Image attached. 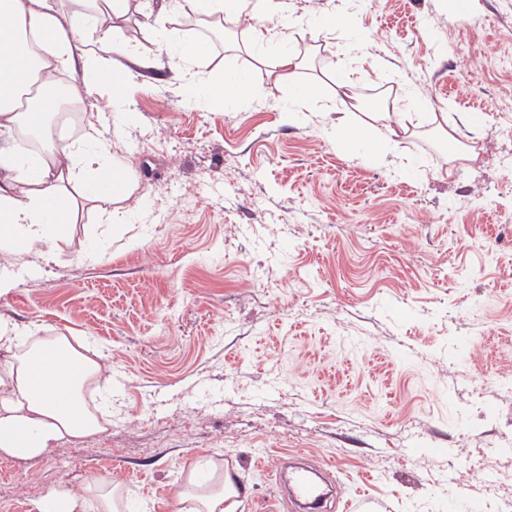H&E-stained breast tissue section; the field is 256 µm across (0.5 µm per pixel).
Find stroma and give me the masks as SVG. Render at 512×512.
Listing matches in <instances>:
<instances>
[{"mask_svg": "<svg viewBox=\"0 0 512 512\" xmlns=\"http://www.w3.org/2000/svg\"><path fill=\"white\" fill-rule=\"evenodd\" d=\"M469 2L288 0L272 42L224 17L232 46L184 76L167 38L200 20L132 0L113 33L129 77L91 96L133 170L121 219L67 182L71 238L19 255L0 297L23 331L99 346L111 421L0 454V512L52 494L94 512L95 478L124 512H178L177 489L227 471L248 488L231 512H292V459L327 471L334 512H512V0ZM281 52L302 64L277 83ZM228 74L258 94L207 103ZM345 77L361 104L418 113L406 167L299 103Z\"/></svg>", "mask_w": 512, "mask_h": 512, "instance_id": "stroma-1", "label": "stroma"}]
</instances>
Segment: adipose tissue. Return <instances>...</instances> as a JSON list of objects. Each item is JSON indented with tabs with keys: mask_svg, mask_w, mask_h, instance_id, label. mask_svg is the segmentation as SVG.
<instances>
[{
	"mask_svg": "<svg viewBox=\"0 0 512 512\" xmlns=\"http://www.w3.org/2000/svg\"><path fill=\"white\" fill-rule=\"evenodd\" d=\"M163 9L205 17L232 14L274 17L284 0H162ZM128 0H0V256L52 254L64 241L57 227L59 213H72L73 205L62 189L63 177L76 171L92 173L84 184L85 196L100 212H108L131 183L128 170L111 161L112 144L95 122H88L81 141L67 152L56 153L47 143L52 129H44L45 148L23 155L11 145L24 131L30 113L55 112V102L39 88L63 72H83L95 82L119 85L121 69L113 59L128 53L112 39V24L125 17ZM336 126L349 138H365L379 148L405 156L415 128L405 113L381 106L366 112L359 127L348 113H340ZM0 349L9 352L0 363V453L34 459L63 438H86L102 430L98 415L88 406L84 391L99 386L102 366L96 351L72 345L55 336L25 345L17 326L0 318ZM49 373L66 377L65 392L39 387ZM241 487L232 475L220 483L187 493L177 489L178 503L194 499V512H224V503L239 496Z\"/></svg>",
	"mask_w": 512,
	"mask_h": 512,
	"instance_id": "1",
	"label": "adipose tissue"
}]
</instances>
